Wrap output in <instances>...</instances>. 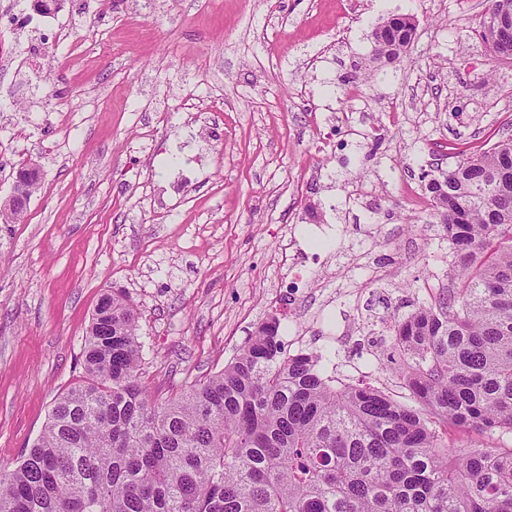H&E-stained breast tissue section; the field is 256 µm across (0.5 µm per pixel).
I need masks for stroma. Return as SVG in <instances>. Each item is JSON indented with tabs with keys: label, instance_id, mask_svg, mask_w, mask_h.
Here are the masks:
<instances>
[{
	"label": "stroma",
	"instance_id": "obj_1",
	"mask_svg": "<svg viewBox=\"0 0 512 512\" xmlns=\"http://www.w3.org/2000/svg\"><path fill=\"white\" fill-rule=\"evenodd\" d=\"M487 0H66L69 40L0 27V468L84 376L106 294L139 317V380L163 400L281 318L285 355L399 400L393 319L448 286L427 180L512 128V59L476 35ZM416 21L374 58L372 32ZM362 98L350 103L349 88ZM296 239L301 275L281 244ZM414 23L408 17H393L384 22L380 39L375 46L374 55L380 57V46L390 57H397L413 43Z\"/></svg>",
	"mask_w": 512,
	"mask_h": 512
}]
</instances>
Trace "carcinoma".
<instances>
[{"mask_svg": "<svg viewBox=\"0 0 512 512\" xmlns=\"http://www.w3.org/2000/svg\"><path fill=\"white\" fill-rule=\"evenodd\" d=\"M489 8L478 36L512 57ZM384 22L380 51L413 43ZM427 189L455 250L454 285L394 320V373L413 404L336 386L320 355L282 357L262 321L224 369L157 402L138 382L142 342L112 293L84 345L85 380L0 471V512H512V447L450 448V428L512 434V133Z\"/></svg>", "mask_w": 512, "mask_h": 512, "instance_id": "cac0c4a2", "label": "carcinoma"}]
</instances>
